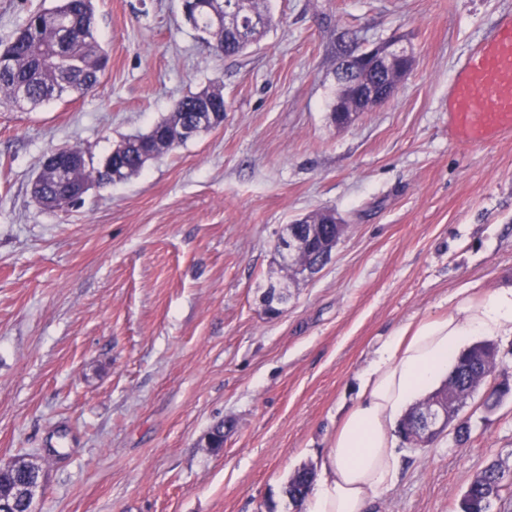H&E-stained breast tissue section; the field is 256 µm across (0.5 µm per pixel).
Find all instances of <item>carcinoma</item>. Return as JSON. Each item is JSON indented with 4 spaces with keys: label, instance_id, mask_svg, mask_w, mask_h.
I'll use <instances>...</instances> for the list:
<instances>
[{
    "label": "carcinoma",
    "instance_id": "1",
    "mask_svg": "<svg viewBox=\"0 0 512 512\" xmlns=\"http://www.w3.org/2000/svg\"><path fill=\"white\" fill-rule=\"evenodd\" d=\"M238 15L244 21V33L239 35L224 27L212 25L209 12L202 10L195 15L196 25L208 30L211 47L219 55L233 56L241 53L250 44L259 41L271 25L272 17L263 0H237ZM63 14L72 22L69 35L62 36L46 17V14ZM15 34L19 44L13 48V63L6 72H0V100L14 106L29 104L36 107L65 92L84 96L96 89L104 76L109 55L102 47L95 21L93 0H57L54 8L30 14ZM208 102L224 107V94L219 89H206L191 93L178 101L175 109L163 121L141 135L123 142L112 156V170L96 168L84 163L77 172L81 182L109 185L122 182L138 174L145 167L143 156L160 155L171 150L169 137L177 128L201 133L214 128L209 113L201 107ZM325 211L306 216L305 223L321 225V236L315 238L311 250L303 252L290 264L279 265L295 280L302 274L305 264L313 263L321 255V238L329 237L335 226L328 224ZM498 367V351L489 342L477 343L461 354L452 369L446 387L456 397L458 409H463L477 387L492 375ZM505 379L484 401L487 411L495 410L502 400L512 392ZM425 403L413 407L401 420L398 433L404 442L413 445L411 431ZM500 476L491 464L472 482L470 495L458 502L456 512H492L494 499H488ZM311 483L307 468L296 471L288 478L286 493L289 499L300 505Z\"/></svg>",
    "mask_w": 512,
    "mask_h": 512
}]
</instances>
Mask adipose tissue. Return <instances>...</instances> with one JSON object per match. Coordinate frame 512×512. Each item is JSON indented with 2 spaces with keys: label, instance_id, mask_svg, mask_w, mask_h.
Returning <instances> with one entry per match:
<instances>
[{
  "label": "adipose tissue",
  "instance_id": "ef3b65f1",
  "mask_svg": "<svg viewBox=\"0 0 512 512\" xmlns=\"http://www.w3.org/2000/svg\"><path fill=\"white\" fill-rule=\"evenodd\" d=\"M475 336H512V287L464 296L449 314L408 322L387 338L336 425L303 512H369L375 497L396 485L404 467L399 420L447 377Z\"/></svg>",
  "mask_w": 512,
  "mask_h": 512
}]
</instances>
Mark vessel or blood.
I'll use <instances>...</instances> for the list:
<instances>
[{
    "label": "vessel or blood",
    "instance_id": "b4317fda",
    "mask_svg": "<svg viewBox=\"0 0 512 512\" xmlns=\"http://www.w3.org/2000/svg\"><path fill=\"white\" fill-rule=\"evenodd\" d=\"M448 111L451 132L463 144L512 136V13L472 49L448 98Z\"/></svg>",
    "mask_w": 512,
    "mask_h": 512
}]
</instances>
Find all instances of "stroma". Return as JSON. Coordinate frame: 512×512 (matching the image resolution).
<instances>
[{
    "label": "stroma",
    "instance_id": "stroma-1",
    "mask_svg": "<svg viewBox=\"0 0 512 512\" xmlns=\"http://www.w3.org/2000/svg\"><path fill=\"white\" fill-rule=\"evenodd\" d=\"M94 6L110 55L97 91L0 104V462L40 467L36 512H299L289 476L320 474L387 337L468 288L512 286V139L462 150L444 109L512 0H270L274 26L228 58L181 0ZM342 34L398 37L415 57L345 127L330 119ZM208 87L224 93L220 126L75 206L33 199L50 151L103 164ZM323 208L345 231L289 283L279 237ZM501 380L469 399L468 443L406 449L372 512H455L489 464L512 469V396L483 407Z\"/></svg>",
    "mask_w": 512,
    "mask_h": 512
}]
</instances>
